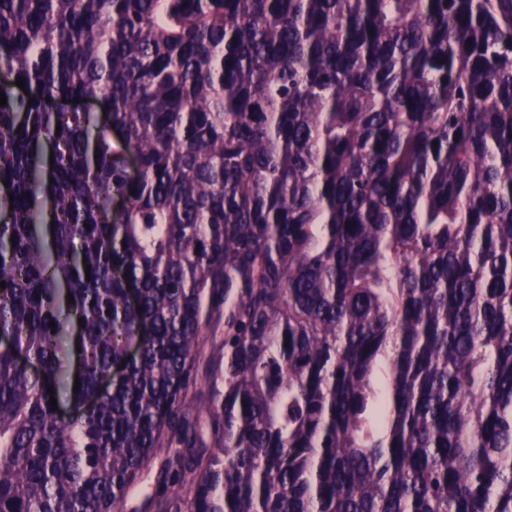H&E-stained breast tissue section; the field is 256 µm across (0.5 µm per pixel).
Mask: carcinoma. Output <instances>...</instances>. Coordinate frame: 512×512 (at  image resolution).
Segmentation results:
<instances>
[{
    "label": "carcinoma",
    "mask_w": 512,
    "mask_h": 512,
    "mask_svg": "<svg viewBox=\"0 0 512 512\" xmlns=\"http://www.w3.org/2000/svg\"><path fill=\"white\" fill-rule=\"evenodd\" d=\"M2 70L0 512H512V0H0ZM212 325L204 329L203 336H201V351L202 357L198 366V377L194 384L190 386L185 397V406L188 410V416L195 426V442L196 448H210L208 447L209 437L207 431V424L210 417L211 409V388L210 384L204 379L205 374L217 377V364L211 358L212 347L219 345L223 336L221 330L224 322ZM204 443V444H203ZM207 444V446L205 445ZM175 449L173 448H155L148 467L143 471L138 480L135 494L128 498L123 506L122 512H132L138 509L146 495H152L155 492L156 476L161 470L162 464L166 462ZM139 510V509H138Z\"/></svg>",
    "instance_id": "carcinoma-1"
}]
</instances>
